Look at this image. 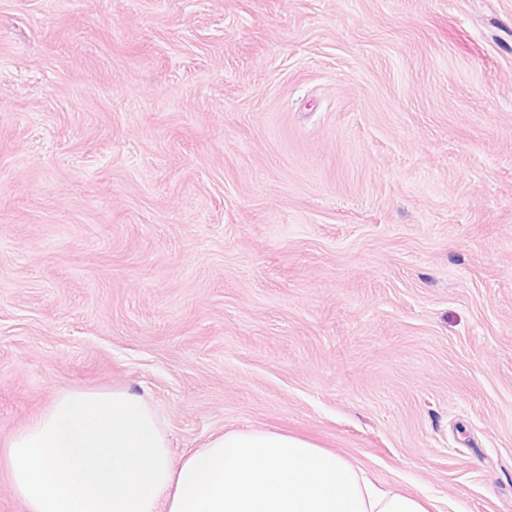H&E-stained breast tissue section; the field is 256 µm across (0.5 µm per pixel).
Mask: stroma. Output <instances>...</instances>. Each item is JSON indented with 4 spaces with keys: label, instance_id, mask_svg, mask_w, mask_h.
I'll return each instance as SVG.
<instances>
[{
    "label": "stroma",
    "instance_id": "35a3bbf8",
    "mask_svg": "<svg viewBox=\"0 0 512 512\" xmlns=\"http://www.w3.org/2000/svg\"><path fill=\"white\" fill-rule=\"evenodd\" d=\"M112 387L512 512V0H0V443Z\"/></svg>",
    "mask_w": 512,
    "mask_h": 512
}]
</instances>
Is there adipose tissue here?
I'll use <instances>...</instances> for the list:
<instances>
[{
	"label": "adipose tissue",
	"instance_id": "adipose-tissue-1",
	"mask_svg": "<svg viewBox=\"0 0 512 512\" xmlns=\"http://www.w3.org/2000/svg\"><path fill=\"white\" fill-rule=\"evenodd\" d=\"M25 512H432L421 495L292 434L236 429L174 458L157 407L128 388L74 389L0 448Z\"/></svg>",
	"mask_w": 512,
	"mask_h": 512
}]
</instances>
